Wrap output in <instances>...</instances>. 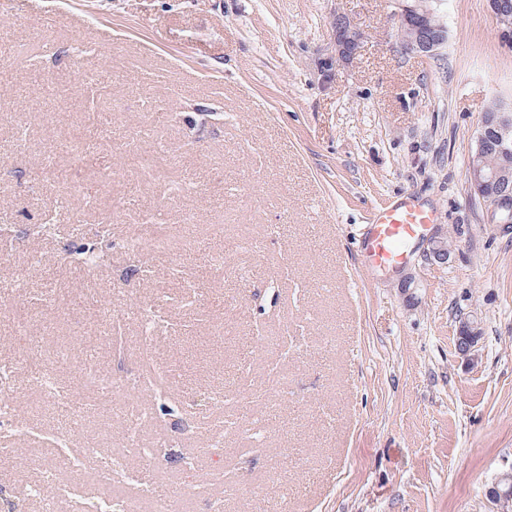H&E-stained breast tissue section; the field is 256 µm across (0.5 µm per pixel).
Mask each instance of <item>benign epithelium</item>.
Masks as SVG:
<instances>
[{
  "instance_id": "obj_1",
  "label": "benign epithelium",
  "mask_w": 512,
  "mask_h": 512,
  "mask_svg": "<svg viewBox=\"0 0 512 512\" xmlns=\"http://www.w3.org/2000/svg\"><path fill=\"white\" fill-rule=\"evenodd\" d=\"M395 16L399 21L402 45L409 53L431 57L448 40L445 27H435L426 22L430 8L423 0H395ZM336 45V59L348 62L361 49V33L343 15L332 21ZM493 150L502 157L512 155V111L499 106L494 112L484 113L476 137L475 153ZM467 181L473 193L489 207V223L512 224V166L504 163L491 170L468 169ZM429 256L441 264L448 263L450 249L448 236L436 230L429 238ZM464 339H456L455 348L463 356H471L478 337V324L464 322L461 328Z\"/></svg>"
}]
</instances>
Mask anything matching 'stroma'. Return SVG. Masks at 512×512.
I'll list each match as a JSON object with an SVG mask.
<instances>
[{"label":"stroma","mask_w":512,"mask_h":512,"mask_svg":"<svg viewBox=\"0 0 512 512\" xmlns=\"http://www.w3.org/2000/svg\"><path fill=\"white\" fill-rule=\"evenodd\" d=\"M448 40L404 50L393 0H0V306L60 301L50 330L80 381L112 336L128 377L166 393L145 443L160 467L122 459L124 435L80 419L96 453L156 484L192 481L180 512H497L512 467V228L487 221L467 168L481 118L512 105V50L486 0H433ZM349 17L358 55L337 61ZM413 193L448 235L441 265L417 245L401 270L366 269L371 210ZM59 219L56 236L29 235ZM167 228L136 260L123 244ZM108 256L88 268L73 243ZM233 250H225V243ZM225 252L224 269L211 257ZM411 279L410 292L401 283ZM476 321L474 356L460 322ZM20 344L0 338V370ZM14 372V370H13ZM11 386L28 424L0 432V512H43L42 464L60 444L59 392L33 372ZM232 470L244 494L211 481ZM332 31L336 45V59L342 62L354 59L361 49V33L343 15H336L333 19ZM460 336H466L463 339L464 343L461 342L462 339H460ZM479 336L480 332L478 324L473 321H465L461 328V334L459 330L458 335L456 336V350L459 352V354L470 357L477 345Z\"/></svg>","instance_id":"35a3bbf8"}]
</instances>
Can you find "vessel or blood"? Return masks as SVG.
Returning a JSON list of instances; mask_svg holds the SVG:
<instances>
[{"mask_svg":"<svg viewBox=\"0 0 512 512\" xmlns=\"http://www.w3.org/2000/svg\"><path fill=\"white\" fill-rule=\"evenodd\" d=\"M434 218L427 203L413 194L372 213L361 250L366 267L396 270L402 267L413 243L425 237Z\"/></svg>","mask_w":512,"mask_h":512,"instance_id":"vessel-or-blood-1","label":"vessel or blood"}]
</instances>
